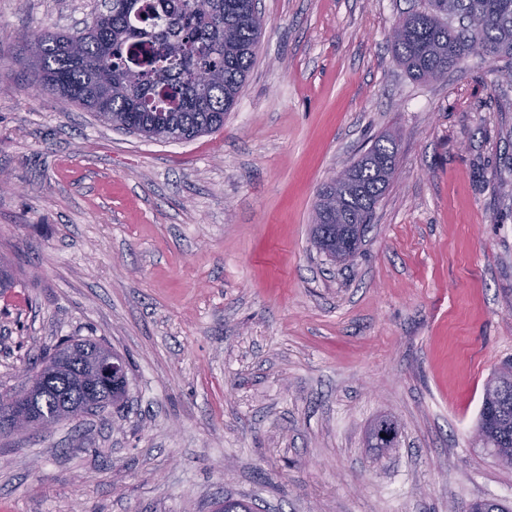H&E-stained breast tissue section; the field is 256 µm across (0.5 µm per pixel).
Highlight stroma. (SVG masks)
<instances>
[{
	"mask_svg": "<svg viewBox=\"0 0 512 512\" xmlns=\"http://www.w3.org/2000/svg\"><path fill=\"white\" fill-rule=\"evenodd\" d=\"M421 0H258L218 131L148 139L37 90L26 34L98 0H0V391L65 338L129 364L124 402L0 435V512H461L512 505L475 442L512 361V79L471 56L413 80ZM395 178L359 253L311 241L322 184L374 137ZM394 448L368 442L381 420Z\"/></svg>",
	"mask_w": 512,
	"mask_h": 512,
	"instance_id": "obj_1",
	"label": "stroma"
}]
</instances>
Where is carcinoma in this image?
I'll return each mask as SVG.
<instances>
[{
    "instance_id": "cac0c4a2",
    "label": "carcinoma",
    "mask_w": 512,
    "mask_h": 512,
    "mask_svg": "<svg viewBox=\"0 0 512 512\" xmlns=\"http://www.w3.org/2000/svg\"><path fill=\"white\" fill-rule=\"evenodd\" d=\"M111 2L81 32L29 36L39 91L81 106L108 125L115 113L120 125L148 138L166 140L173 131L191 140L223 127L255 62L264 24L256 0H208L205 12L194 0ZM477 42L484 57L508 61L512 79V0H423L421 9L395 26L392 38L399 63L423 82L461 67ZM205 69L213 75L208 86L196 82ZM397 156L396 141L383 136L321 187L312 227L320 251L336 257L332 241L339 238L354 256L390 186ZM73 347L77 356L68 371L43 380L34 399L36 416L53 424L66 419V406L80 410L79 363L99 344L71 339L40 358L42 365L57 361ZM126 386L103 382L104 406L121 399ZM477 434L495 456L512 455V389L494 404L481 405Z\"/></svg>"
}]
</instances>
